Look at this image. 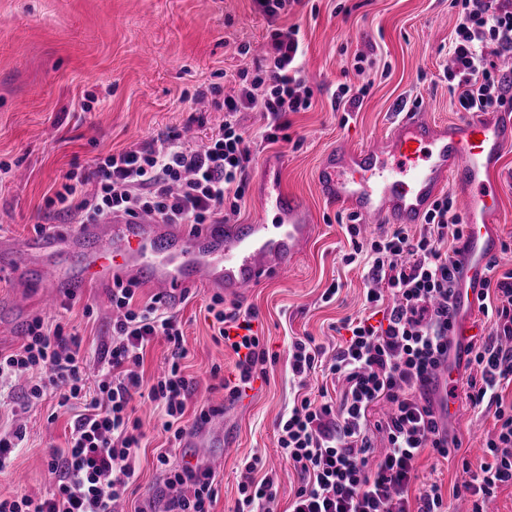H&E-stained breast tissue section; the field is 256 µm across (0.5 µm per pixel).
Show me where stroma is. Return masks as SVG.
<instances>
[{
  "label": "stroma",
  "instance_id": "1",
  "mask_svg": "<svg viewBox=\"0 0 512 512\" xmlns=\"http://www.w3.org/2000/svg\"><path fill=\"white\" fill-rule=\"evenodd\" d=\"M458 23L453 0H301L279 20L282 28L299 31L312 106L288 114L286 138L261 145L234 220L253 221L261 168L280 156L283 186L307 202L319 229L295 269L262 282L244 300L259 313L254 329L271 358L239 401L226 402L209 375L217 365L230 379L235 368L234 354L213 339L212 292L195 289L173 307L189 349L184 371L196 384L184 424L193 425L202 406L224 407L225 447L194 451L199 466L215 477L214 512H235L243 462L255 454L273 473L280 512L299 486L275 432L298 390L288 375V341L308 334L333 349L340 340L335 325L358 314L366 288L363 268L342 261L349 213L321 198L318 163L336 142L355 146L382 136L404 112L436 122L458 118V97L443 77ZM267 33L254 0H0V237H31L42 224L66 238L72 219L50 200L68 172L90 173L99 157L168 131L192 132L196 144L205 140L224 121V98L237 90L231 75L254 70ZM244 43L250 54H239ZM359 54L365 57L360 75L354 71ZM347 81L368 87L361 107L348 115L333 108L337 86ZM201 91L206 98L200 102ZM334 283L335 300L323 302ZM38 316L62 321L88 349L111 334L110 301L99 290L86 289L66 308L44 307L33 295L17 321L0 320V351L20 347ZM455 409L448 431L456 448L444 457L424 452L416 484H441L453 512H469L463 466L478 464L494 419L463 395ZM136 414L146 440L137 490L125 508L133 512L147 500L153 512H163L171 491L156 457L166 435L153 406H138ZM72 416L50 398L22 412L25 445L0 473V497L52 489L48 451L63 445Z\"/></svg>",
  "mask_w": 512,
  "mask_h": 512
}]
</instances>
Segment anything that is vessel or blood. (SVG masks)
I'll return each mask as SVG.
<instances>
[{"label":"vessel or blood","instance_id":"vessel-or-blood-1","mask_svg":"<svg viewBox=\"0 0 512 512\" xmlns=\"http://www.w3.org/2000/svg\"><path fill=\"white\" fill-rule=\"evenodd\" d=\"M512 149V109L475 111L435 122L409 111L382 137L364 147L336 143L320 159L317 185L327 202L350 209L363 224L420 223L448 188L464 201L465 276L455 298L472 308L498 243L490 226L500 215L495 172ZM258 213L249 224H204L191 231L138 216L79 224L65 241L53 236L13 240L0 258L20 289H31L45 307L96 287L109 294L116 281H144L170 302L200 285L241 299L262 281L293 268L318 226L307 204L283 187L279 166L266 167ZM275 223H267V210ZM221 421L188 431L183 445L202 448L222 438Z\"/></svg>","mask_w":512,"mask_h":512}]
</instances>
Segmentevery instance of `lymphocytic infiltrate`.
<instances>
[{"instance_id": "obj_1", "label": "lymphocytic infiltrate", "mask_w": 512, "mask_h": 512, "mask_svg": "<svg viewBox=\"0 0 512 512\" xmlns=\"http://www.w3.org/2000/svg\"><path fill=\"white\" fill-rule=\"evenodd\" d=\"M455 5L461 21L444 76L454 81L463 111L503 105L512 77L498 61L512 57V0H455ZM300 57L297 29L272 30L265 66L251 75L239 73L236 95L224 99V122L205 144L195 146L168 132L144 146L107 154L90 174L68 173L55 205L79 224L139 214L167 224H214L223 213H238L252 140L237 114L260 112L264 141H278L287 114L311 106ZM346 232L344 263L367 269L362 310L342 321L348 336L334 353L311 336L288 342V369L299 384L316 373L341 384L334 397L323 389L296 398L276 422L277 446L301 476L288 512H448L437 483L425 485L415 499L410 487L424 450L448 454V430L433 394L437 372L454 356L466 358L477 371L467 399L495 419V431L465 486L474 498L471 512H489L495 491L512 486V403L502 396L512 384V269L498 278L495 290L479 293L480 312L495 316L488 336L458 344L454 300L463 274L464 224L452 198L438 199L415 233L399 226L366 238L357 224L347 225ZM139 290L135 281L113 285L112 334L93 356L85 355L81 337L62 322L39 317L18 349L0 352V380L20 389L24 405L49 397L61 407L86 401L65 447L49 454L54 489L0 499V512H120L138 478L145 438L134 415L136 397L156 403L169 435V449L157 455L160 465L168 464L170 448L180 447L186 433L182 419L194 393L193 378L181 368L188 356L182 323L161 295L145 300ZM208 310L215 341L237 357L234 379L218 382L232 402L267 361L253 329L257 312L238 302ZM159 339L168 346L165 368L148 386L139 369L146 348ZM380 404L389 410L378 419L373 409ZM378 433L387 443L380 454L374 446ZM259 463L254 456L244 465L236 512L258 507L275 512L273 478H253ZM166 484L178 494L164 512H213L217 492L210 470L185 464Z\"/></svg>"}]
</instances>
